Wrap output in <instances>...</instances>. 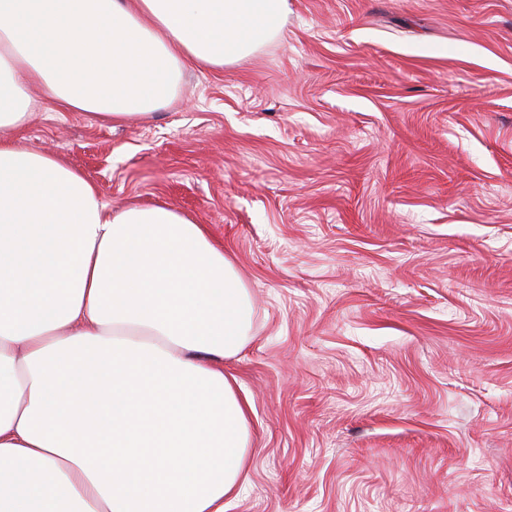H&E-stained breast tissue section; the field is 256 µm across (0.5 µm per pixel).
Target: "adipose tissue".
Wrapping results in <instances>:
<instances>
[{"mask_svg": "<svg viewBox=\"0 0 512 512\" xmlns=\"http://www.w3.org/2000/svg\"><path fill=\"white\" fill-rule=\"evenodd\" d=\"M287 21L288 0H0V512H224L247 483L233 261L167 206L107 209L14 134L32 87L148 117L186 62L234 64Z\"/></svg>", "mask_w": 512, "mask_h": 512, "instance_id": "ef3b65f1", "label": "adipose tissue"}]
</instances>
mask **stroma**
I'll list each match as a JSON object with an SVG mask.
<instances>
[{"instance_id":"35a3bbf8","label":"stroma","mask_w":512,"mask_h":512,"mask_svg":"<svg viewBox=\"0 0 512 512\" xmlns=\"http://www.w3.org/2000/svg\"><path fill=\"white\" fill-rule=\"evenodd\" d=\"M32 94L21 145L203 225L250 291L224 512H512V0H288L146 119Z\"/></svg>"}]
</instances>
